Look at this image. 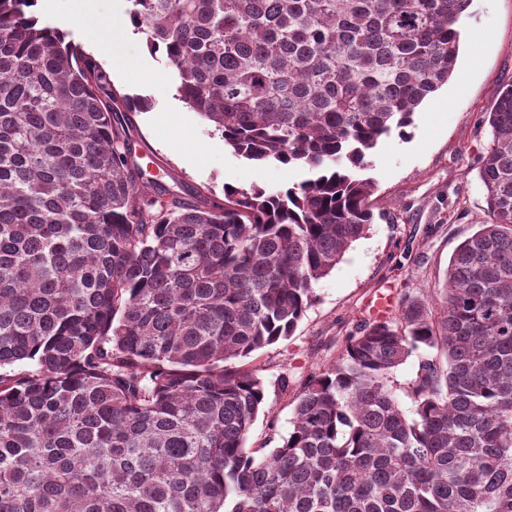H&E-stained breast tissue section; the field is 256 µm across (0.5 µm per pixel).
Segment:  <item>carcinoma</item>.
<instances>
[{
  "label": "carcinoma",
  "mask_w": 512,
  "mask_h": 512,
  "mask_svg": "<svg viewBox=\"0 0 512 512\" xmlns=\"http://www.w3.org/2000/svg\"><path fill=\"white\" fill-rule=\"evenodd\" d=\"M130 2L225 146L313 177L210 208L168 188L132 157L149 100L0 0V512H512V84L437 296L364 322L247 447L245 359L373 223L359 172L448 83L471 0Z\"/></svg>",
  "instance_id": "cac0c4a2"
}]
</instances>
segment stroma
<instances>
[{"instance_id": "stroma-1", "label": "stroma", "mask_w": 512, "mask_h": 512, "mask_svg": "<svg viewBox=\"0 0 512 512\" xmlns=\"http://www.w3.org/2000/svg\"><path fill=\"white\" fill-rule=\"evenodd\" d=\"M90 4L95 14L91 24L75 0H38L36 9L90 54L101 35L125 19L129 2ZM461 32L459 59L448 85L415 113L407 138L382 139L370 153L368 175L376 183L373 224L315 285V298L293 335L255 353L266 399L249 446L263 445L273 429L288 434L291 402L301 382L329 362L345 336L368 319L371 297H432L455 247L484 220L478 172L491 139L484 116L500 88L512 83V0H472ZM482 32L488 38L478 55H471L470 45ZM119 56L138 59L139 77L118 67ZM100 64L116 91L149 98V108L129 114L132 137L140 151L175 172L178 191L198 190L219 202L230 184L242 188L256 183L278 191L308 178L305 168L258 167L225 147L220 135L179 99L171 68L149 51L142 36L120 39L115 56L101 57Z\"/></svg>"}]
</instances>
